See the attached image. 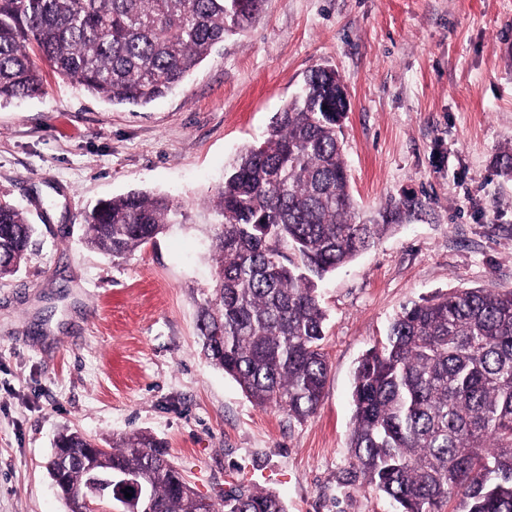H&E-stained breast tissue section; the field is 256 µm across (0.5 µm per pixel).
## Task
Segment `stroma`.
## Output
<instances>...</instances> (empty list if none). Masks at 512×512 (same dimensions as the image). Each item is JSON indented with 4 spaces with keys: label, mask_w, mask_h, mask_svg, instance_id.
Instances as JSON below:
<instances>
[{
    "label": "stroma",
    "mask_w": 512,
    "mask_h": 512,
    "mask_svg": "<svg viewBox=\"0 0 512 512\" xmlns=\"http://www.w3.org/2000/svg\"><path fill=\"white\" fill-rule=\"evenodd\" d=\"M347 87L350 191L363 219L415 210L327 278L316 413L256 406L203 358L213 200L228 164L261 141L308 69ZM42 96L0 104V198L36 234L0 281V512H67L46 469L57 434L109 447L150 432L184 478L216 498L259 490L286 512H395L353 465L352 375L400 306L452 288L512 289V0H266L171 94L114 106L42 64ZM163 193L189 220L126 258L89 250L97 202Z\"/></svg>",
    "instance_id": "1"
}]
</instances>
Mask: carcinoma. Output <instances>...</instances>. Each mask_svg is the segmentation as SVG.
Returning <instances> with one entry per match:
<instances>
[{
    "label": "carcinoma",
    "mask_w": 512,
    "mask_h": 512,
    "mask_svg": "<svg viewBox=\"0 0 512 512\" xmlns=\"http://www.w3.org/2000/svg\"><path fill=\"white\" fill-rule=\"evenodd\" d=\"M264 0H0V103L44 93L39 54L58 77L114 105L146 107L180 85L224 36L254 24ZM347 91L335 69L307 70L299 92L272 117L263 142L240 150L216 193L211 238L217 276L197 302L201 353L257 406L301 421L320 405L328 376L329 274L402 222L395 203L373 224L357 221L348 187L343 124ZM186 212L168 197L130 192L91 213L85 244L114 259L157 239ZM36 232L0 200V280L24 263ZM355 460L363 479L397 512H512V291L466 288L402 306L385 341L353 374ZM96 442L57 437L50 475L62 473L68 512L97 486L138 476L152 487L149 512H286L272 493L224 492L221 507L197 494L138 431L86 467Z\"/></svg>",
    "instance_id": "1"
}]
</instances>
